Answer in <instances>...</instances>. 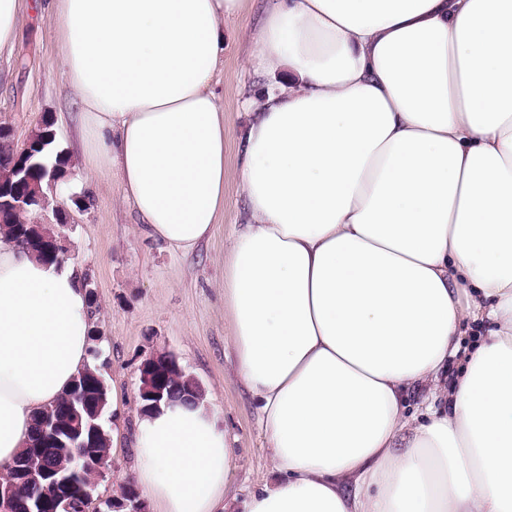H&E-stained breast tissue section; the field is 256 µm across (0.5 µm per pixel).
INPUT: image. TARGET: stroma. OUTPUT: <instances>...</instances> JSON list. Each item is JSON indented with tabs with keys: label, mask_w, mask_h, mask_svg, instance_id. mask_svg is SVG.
I'll return each instance as SVG.
<instances>
[{
	"label": "stroma",
	"mask_w": 512,
	"mask_h": 512,
	"mask_svg": "<svg viewBox=\"0 0 512 512\" xmlns=\"http://www.w3.org/2000/svg\"><path fill=\"white\" fill-rule=\"evenodd\" d=\"M47 0H23L17 37L10 53L0 56V125L21 146L42 123L55 132L53 148L69 161L68 195L51 191L47 207L34 214L51 224L66 209L72 225L65 246L69 262L90 272L96 294L92 320L106 379L117 411L111 424L109 466L93 495V507L116 495L136 464L139 368L157 355L173 356L218 409L233 450L226 499L230 508L256 486L273 478L270 452L255 404L235 372L230 340L232 325L224 306V250L244 219L238 190L240 137L247 119L242 104L267 78L246 62L249 37L269 0H247L244 11L224 24V64L214 90L224 111V212L209 239L191 252L147 237L135 211L123 203L111 171L98 173L90 191L81 183L79 105L59 65L57 34ZM88 194V208L78 209L72 195Z\"/></svg>",
	"instance_id": "stroma-1"
}]
</instances>
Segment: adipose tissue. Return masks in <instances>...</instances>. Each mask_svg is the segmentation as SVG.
Here are the masks:
<instances>
[{
    "label": "adipose tissue",
    "instance_id": "1",
    "mask_svg": "<svg viewBox=\"0 0 512 512\" xmlns=\"http://www.w3.org/2000/svg\"><path fill=\"white\" fill-rule=\"evenodd\" d=\"M244 5L52 2L88 175L180 250L224 209L212 78ZM250 57L282 80L249 101L224 303L276 480L241 512H512V0H273ZM89 319L71 266L0 235V467ZM468 319L491 328L464 355ZM231 462L218 415L177 401L142 418L133 479L159 512H224Z\"/></svg>",
    "mask_w": 512,
    "mask_h": 512
}]
</instances>
